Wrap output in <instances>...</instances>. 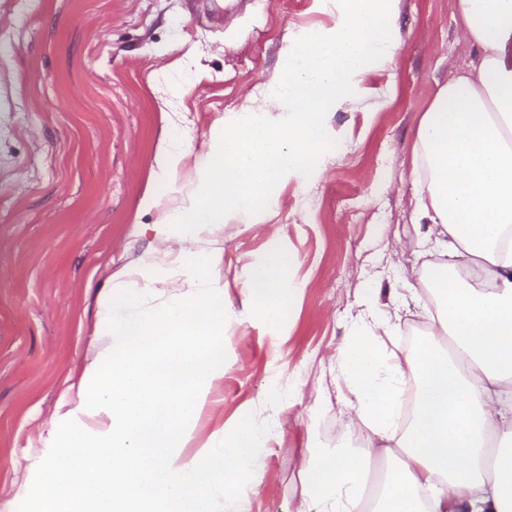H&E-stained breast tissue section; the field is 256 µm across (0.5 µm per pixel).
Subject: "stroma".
I'll use <instances>...</instances> for the list:
<instances>
[{"label": "stroma", "mask_w": 512, "mask_h": 512, "mask_svg": "<svg viewBox=\"0 0 512 512\" xmlns=\"http://www.w3.org/2000/svg\"><path fill=\"white\" fill-rule=\"evenodd\" d=\"M456 0H392L393 54L356 100L331 110L324 148L276 185L250 223L224 229L221 277L234 313L224 376L180 454L264 403L273 438L264 478L242 475L248 512H295L299 460L336 441L354 399L331 369L365 294L398 328L403 349L422 307L396 294L410 262L417 185L412 148L422 113L474 48ZM336 0H0V512H30L20 489L51 453L60 405L101 332L112 270L149 260L157 210L146 191L187 192L215 127L245 115L279 123L262 93L301 41L336 23ZM186 156L177 174L154 162L160 138ZM298 258L293 310L269 322L241 288L273 249Z\"/></svg>", "instance_id": "1"}]
</instances>
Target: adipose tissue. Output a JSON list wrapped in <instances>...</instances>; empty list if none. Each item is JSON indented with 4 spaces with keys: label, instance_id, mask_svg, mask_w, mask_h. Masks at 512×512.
Listing matches in <instances>:
<instances>
[{
    "label": "adipose tissue",
    "instance_id": "adipose-tissue-1",
    "mask_svg": "<svg viewBox=\"0 0 512 512\" xmlns=\"http://www.w3.org/2000/svg\"><path fill=\"white\" fill-rule=\"evenodd\" d=\"M338 20L289 54L264 105L280 124L244 119L217 130L186 195L162 200L152 262L177 274L163 301L143 266L111 273L99 302L104 339L77 384L39 480L24 488L35 512H244L241 474L264 475L272 434L262 408L203 452L179 457L214 383L224 376L231 303L216 277L224 226L250 218L272 187L327 138V113L353 81L392 54L383 0H338ZM478 50L423 113L413 147L419 186L408 250L451 238L448 257L412 265L402 288L428 296L421 339L384 356L375 340L396 326L364 299L336 359L356 399L332 448L309 447L296 512H512V0H457ZM294 254L252 264L249 300L273 322L290 310L284 278Z\"/></svg>",
    "mask_w": 512,
    "mask_h": 512
}]
</instances>
